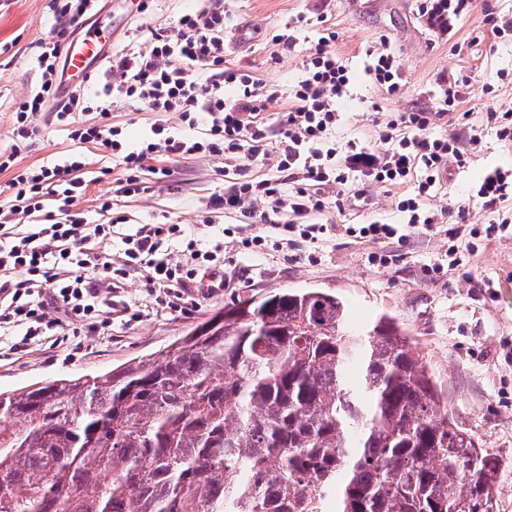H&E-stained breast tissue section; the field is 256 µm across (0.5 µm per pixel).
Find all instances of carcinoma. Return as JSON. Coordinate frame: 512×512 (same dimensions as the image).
Returning a JSON list of instances; mask_svg holds the SVG:
<instances>
[{
	"mask_svg": "<svg viewBox=\"0 0 512 512\" xmlns=\"http://www.w3.org/2000/svg\"><path fill=\"white\" fill-rule=\"evenodd\" d=\"M500 467L393 319L355 330L319 290L0 392V512H495Z\"/></svg>",
	"mask_w": 512,
	"mask_h": 512,
	"instance_id": "carcinoma-1",
	"label": "carcinoma"
}]
</instances>
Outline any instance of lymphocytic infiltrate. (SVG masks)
Instances as JSON below:
<instances>
[{"instance_id":"obj_1","label":"lymphocytic infiltrate","mask_w":512,"mask_h":512,"mask_svg":"<svg viewBox=\"0 0 512 512\" xmlns=\"http://www.w3.org/2000/svg\"><path fill=\"white\" fill-rule=\"evenodd\" d=\"M102 0H51L56 25L52 36L38 44L33 65L38 84L16 105L12 134L25 141L39 134L36 120L55 105V122L67 131L77 151L59 164L14 171V155L0 151V173L10 172L9 200L0 207V329L31 340L54 336L64 323H79L88 332L104 329L97 312L111 308L110 291L130 271L143 273L145 288L162 291L164 303L180 310V289L203 287L207 277L224 265V241L201 244L189 238L186 225L150 222L135 225L120 241L112 230L117 197L148 194L153 181L166 179V157L203 155L223 160L224 189L211 196L208 210L237 218L243 224H271L284 235L309 244L322 241L328 230L320 218L329 210L345 211L352 199L364 197L375 185H411L396 204L398 223L369 221L359 234L371 239L407 242L417 226L432 228L440 213L429 204L445 168L469 163L482 137L433 134L436 118L449 114L462 121L459 107L464 87L453 80L441 85L429 111L400 112L378 132L374 142L337 147L335 133L342 121L340 102L350 96L353 78L334 49L336 32L324 17L298 16L276 34L277 44L291 48L298 29L316 31L315 48L301 77L291 85L268 83L224 66L230 17L222 0H202L170 27L149 28L130 50L113 52L103 74L88 82L66 77L64 45L73 26L101 10ZM426 29L441 36L454 33L464 20L477 18L481 28L498 38L512 22L493 10L477 11L476 0H417ZM365 71L388 94H403L402 68L387 41L366 51ZM122 97L157 115L139 140H129L108 117L112 100ZM286 100L275 125H268V103ZM95 111L99 120L79 126L75 115ZM178 113L170 125L167 113ZM104 148L122 171L109 194L95 209L75 203L88 181L84 144ZM267 165L254 176L238 166L242 154ZM183 245L182 260L172 257ZM120 247L125 262L112 265V249Z\"/></svg>"}]
</instances>
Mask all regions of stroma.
Here are the masks:
<instances>
[{
    "mask_svg": "<svg viewBox=\"0 0 512 512\" xmlns=\"http://www.w3.org/2000/svg\"><path fill=\"white\" fill-rule=\"evenodd\" d=\"M50 0H0V149L15 150L17 168L59 163L75 145L50 116H43L39 137L14 145V104L38 82L32 65L37 42L49 35L55 20ZM197 0H154L149 12L132 15L123 0H111L96 17L99 27L112 31L110 50L126 48L137 28L165 27L195 9ZM234 27L227 35L226 65L264 81L283 85L297 80L315 39L301 33L295 48L272 42L296 16H326L336 32L334 48L356 79L345 101L337 143L373 141L377 132L399 112L430 110L443 78L466 85L464 126L437 119L435 130L482 133L466 168H449L432 207L447 206L455 197L468 205L467 221L476 236L459 241L466 256L461 266L448 264V230L454 218L434 231L416 228L407 244L372 242L353 230L370 218L392 217L406 187H368L353 209L330 211L323 217L332 230L319 248V259L289 257L287 249L250 254L242 241L254 234L251 226L216 213L206 216L208 196L220 191V162L187 156L165 160L167 181L150 195L123 198L115 215L140 224L170 213L202 240L212 227L225 225L224 285L196 294L190 312L156 304L137 275H130L116 294L128 316L109 313L110 323L99 336L69 335L61 343L0 336V391H12L58 378L94 376L128 361L164 349L189 334L230 302L256 297L274 289H318L341 299L354 325L374 324L381 316L395 319L402 331L428 357L437 385L462 427L479 436L484 448L502 460L497 479L496 512H512V232L488 233L501 204L492 212L472 202L484 173L512 168V142L497 140L486 126L489 111L512 109V37L495 38L476 19L463 22L453 42L438 40L421 22L415 0H224ZM387 39L401 62L406 90L393 97L373 84L364 72L365 51ZM462 51H454V43ZM393 254L385 267L373 264L372 254ZM443 266L430 276L427 266Z\"/></svg>",
    "mask_w": 512,
    "mask_h": 512,
    "instance_id": "1",
    "label": "stroma"
}]
</instances>
